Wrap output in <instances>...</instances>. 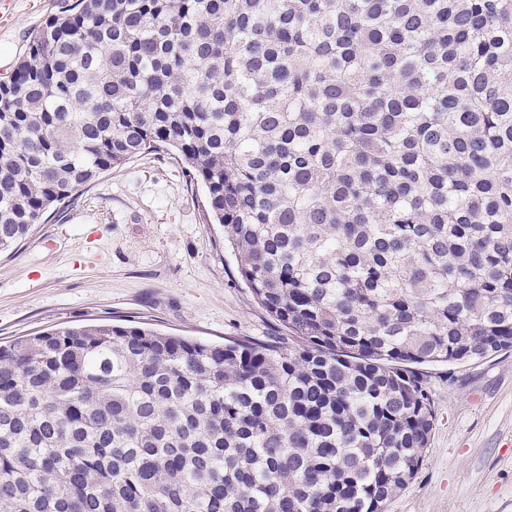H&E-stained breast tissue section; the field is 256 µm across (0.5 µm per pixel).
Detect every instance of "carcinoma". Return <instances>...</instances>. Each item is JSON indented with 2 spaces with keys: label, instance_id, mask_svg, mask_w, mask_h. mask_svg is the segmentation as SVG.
<instances>
[{
  "label": "carcinoma",
  "instance_id": "1",
  "mask_svg": "<svg viewBox=\"0 0 512 512\" xmlns=\"http://www.w3.org/2000/svg\"><path fill=\"white\" fill-rule=\"evenodd\" d=\"M152 153L292 344H1L0 512H385L420 367L512 348V0H75L0 83V253Z\"/></svg>",
  "mask_w": 512,
  "mask_h": 512
}]
</instances>
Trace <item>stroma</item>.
I'll use <instances>...</instances> for the list:
<instances>
[{"label":"stroma","instance_id":"35a3bbf8","mask_svg":"<svg viewBox=\"0 0 512 512\" xmlns=\"http://www.w3.org/2000/svg\"><path fill=\"white\" fill-rule=\"evenodd\" d=\"M69 0H11L0 81L30 34ZM137 317L214 344L287 341L251 295L180 159L147 155L102 174L14 251L0 253V341L60 323ZM424 372L436 421L386 512H512V350Z\"/></svg>","mask_w":512,"mask_h":512}]
</instances>
